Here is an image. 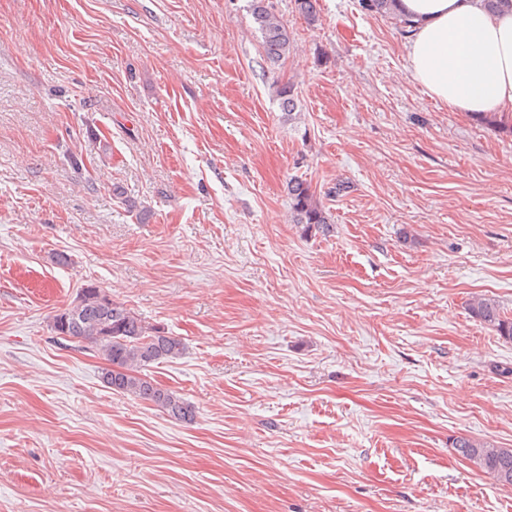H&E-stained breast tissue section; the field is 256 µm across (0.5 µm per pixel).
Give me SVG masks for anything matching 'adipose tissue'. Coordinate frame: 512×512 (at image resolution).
Listing matches in <instances>:
<instances>
[{
    "mask_svg": "<svg viewBox=\"0 0 512 512\" xmlns=\"http://www.w3.org/2000/svg\"><path fill=\"white\" fill-rule=\"evenodd\" d=\"M415 23L408 67L428 95L455 112L512 114V0H398Z\"/></svg>",
    "mask_w": 512,
    "mask_h": 512,
    "instance_id": "1",
    "label": "adipose tissue"
}]
</instances>
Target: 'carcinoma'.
I'll list each match as a JSON object with an SVG mask.
<instances>
[{
  "label": "carcinoma",
  "mask_w": 512,
  "mask_h": 512,
  "mask_svg": "<svg viewBox=\"0 0 512 512\" xmlns=\"http://www.w3.org/2000/svg\"><path fill=\"white\" fill-rule=\"evenodd\" d=\"M318 0H294L295 11L309 26L319 21ZM365 11L395 21L406 34L412 33V23L396 9V0H361ZM251 16L261 34L263 56L269 66H283L293 50L294 37L288 25L275 12L271 0H251ZM281 110L288 120L295 119L298 94L294 84L281 83L276 87ZM483 124L506 129L512 126L496 112L472 114ZM289 213L291 222L301 224L304 232L330 233L328 213L307 180L293 177L288 181ZM105 291L94 283L85 285L68 308L55 314L51 330L65 339H79L102 352L112 368L103 373L107 388L149 402L168 417L190 424L195 420V408L178 394L158 387L145 374L154 364L180 358L185 350L177 336L149 328L122 303L105 304ZM472 317L495 329L505 339H512V319L501 315L498 303L492 299L475 297L469 304ZM452 448L483 472L499 479L503 472L512 474V448H497L488 442L457 437Z\"/></svg>",
  "instance_id": "cac0c4a2"
}]
</instances>
